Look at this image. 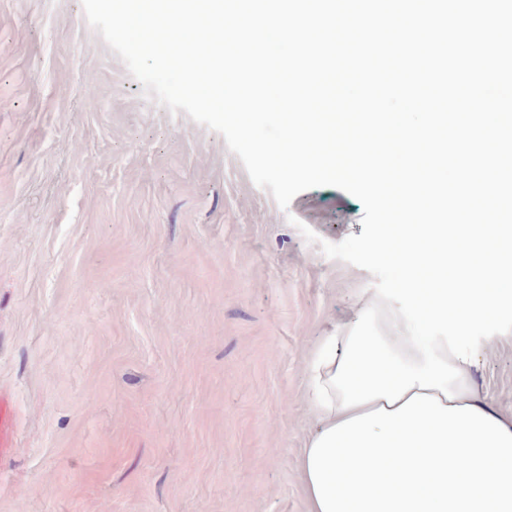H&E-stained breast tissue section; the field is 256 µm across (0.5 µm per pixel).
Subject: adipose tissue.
Returning a JSON list of instances; mask_svg holds the SVG:
<instances>
[{
	"label": "adipose tissue",
	"instance_id": "1",
	"mask_svg": "<svg viewBox=\"0 0 512 512\" xmlns=\"http://www.w3.org/2000/svg\"><path fill=\"white\" fill-rule=\"evenodd\" d=\"M350 331L346 321L319 337L308 376L335 374ZM309 410L298 460L308 512H512V418L477 389L450 401L415 387L392 405Z\"/></svg>",
	"mask_w": 512,
	"mask_h": 512
}]
</instances>
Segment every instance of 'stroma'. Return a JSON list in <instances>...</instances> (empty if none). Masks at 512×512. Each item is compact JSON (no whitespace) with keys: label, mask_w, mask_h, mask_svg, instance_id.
I'll list each match as a JSON object with an SVG mask.
<instances>
[{"label":"stroma","mask_w":512,"mask_h":512,"mask_svg":"<svg viewBox=\"0 0 512 512\" xmlns=\"http://www.w3.org/2000/svg\"><path fill=\"white\" fill-rule=\"evenodd\" d=\"M143 94L81 0H0V512H307L305 368L373 277ZM473 376L512 417V334Z\"/></svg>","instance_id":"35a3bbf8"}]
</instances>
